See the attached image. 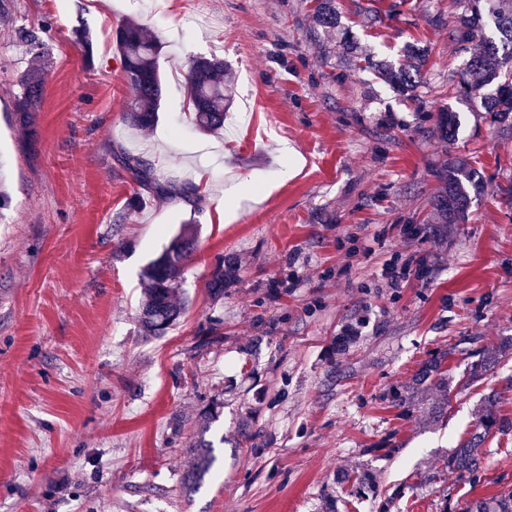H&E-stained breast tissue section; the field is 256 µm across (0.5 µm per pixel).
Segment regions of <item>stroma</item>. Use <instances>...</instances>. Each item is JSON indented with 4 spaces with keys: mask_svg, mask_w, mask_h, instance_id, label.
I'll list each match as a JSON object with an SVG mask.
<instances>
[{
    "mask_svg": "<svg viewBox=\"0 0 512 512\" xmlns=\"http://www.w3.org/2000/svg\"><path fill=\"white\" fill-rule=\"evenodd\" d=\"M393 2L337 0L350 52L313 32L317 0H0V512H325L330 500L378 512L345 481L353 471L403 484L392 512H464L512 489V428L486 439L479 482L443 465L489 392L512 425V356L435 421L389 397L434 350L459 379L474 337L512 336V204L500 193L512 135L479 100L448 94L467 58L448 39L453 0H407L391 18ZM127 20L164 44L159 121L145 132L123 120L131 89L112 37ZM416 42L429 47L425 97L456 112L455 139L356 64L400 65ZM200 55L223 58L229 113L255 114L261 134L229 122L196 133L185 75ZM36 63L30 140L13 104ZM120 148L161 181L197 185L198 199L141 192L113 160ZM461 159L484 175L470 220L431 223L434 171ZM231 188L241 203L223 221ZM186 222L189 308L164 336L144 335V270ZM398 255L412 272L392 288L381 270ZM223 257L239 281L215 299L207 282ZM214 400L217 475L189 494L187 449Z\"/></svg>",
    "mask_w": 512,
    "mask_h": 512,
    "instance_id": "obj_1",
    "label": "stroma"
}]
</instances>
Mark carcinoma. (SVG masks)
Instances as JSON below:
<instances>
[{"label":"carcinoma","instance_id":"obj_1","mask_svg":"<svg viewBox=\"0 0 512 512\" xmlns=\"http://www.w3.org/2000/svg\"><path fill=\"white\" fill-rule=\"evenodd\" d=\"M458 6L456 20L448 30V38L469 54L464 67L449 78L448 91L460 101L469 100L473 93L490 85L493 90L484 94V109L493 124L512 126V0H455ZM314 29L334 30L340 24V12L336 0H318L313 13ZM494 26L499 39L485 35L488 26ZM115 50L119 55L126 82L134 91L128 103L125 122L137 130L151 129L159 117L162 96L160 58L162 45L159 40L134 21H125L115 31ZM365 68L376 72L386 81L406 91L413 102L414 111H428L422 95L423 67L427 62L426 49L409 44L405 49V62L399 67H385L370 57L364 58ZM224 60L217 57H196L191 60L186 74L189 103L197 131L216 133L224 128V114L229 111L231 93L226 88ZM43 77L38 68H32L21 79L22 92L16 96L14 112L19 125L29 136L35 135V112L39 111ZM436 128L443 140L454 136L456 115L444 106L437 112ZM117 164L131 180L152 192L167 195L173 186L161 182L149 163L142 158L120 150L114 154ZM439 182L432 206L439 224H465L469 221L472 204L471 193L475 187V171L465 161L442 165L434 172ZM190 245L189 232L184 231L172 238L161 255L151 262L145 272L144 300L141 310V326L149 336H163L185 311V305L177 298V290L183 281L184 260ZM238 280L236 266L221 261L207 284L210 295L219 298L224 288ZM512 351V337L483 347L477 360L468 369V383L481 379ZM448 353L442 352L430 358L421 369V379L428 382L416 392L433 395L430 414L444 415L450 407L448 394L459 382L448 375L444 361ZM501 394L490 393L484 400L476 430L469 440L459 444L445 458V466L458 477L476 481L479 479L481 447L490 434L505 430L499 421L497 406ZM219 417L217 406L203 414L202 435L193 445L189 471L183 477V487L193 491L208 476L215 464L212 444L203 433ZM359 488L368 489L380 499L379 512H391V505L402 497L403 490L393 485L384 490L375 489L367 478L358 482ZM465 512H512V491L478 500Z\"/></svg>","mask_w":512,"mask_h":512}]
</instances>
